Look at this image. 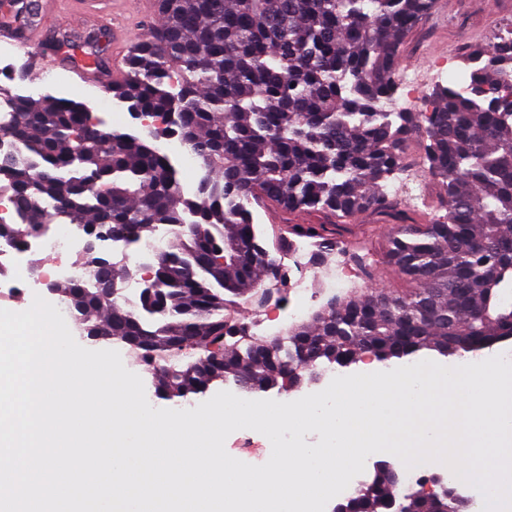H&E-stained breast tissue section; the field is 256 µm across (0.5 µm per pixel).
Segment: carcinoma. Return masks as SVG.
I'll return each instance as SVG.
<instances>
[{
    "mask_svg": "<svg viewBox=\"0 0 512 512\" xmlns=\"http://www.w3.org/2000/svg\"><path fill=\"white\" fill-rule=\"evenodd\" d=\"M436 0H161L162 21L133 47L126 77L108 88L133 111L163 120L151 136L109 131L72 99H24L0 115L32 158L0 155V190L14 195L16 240L61 218L135 244L179 226L158 255V313L145 302L101 301L97 285L120 281L90 254L86 281L60 282L79 322L155 366L156 395L181 401L217 380L251 392L299 387L322 366L381 362L423 349L461 356L512 339V38L471 52L469 81L433 93L426 112H391L406 36ZM446 214L435 219L391 202L381 183L402 167L412 135ZM176 136L201 161L193 195L154 140ZM54 209L45 208L46 201ZM317 215L274 239L297 240L329 261L328 226L372 212L392 223L386 259L415 287L325 306L282 336L254 338L224 314L236 298L260 307V277L282 282L258 241L252 206ZM188 350L199 357L185 364ZM467 512L460 501L398 493L388 474L339 504L340 512Z\"/></svg>",
    "mask_w": 512,
    "mask_h": 512,
    "instance_id": "1",
    "label": "carcinoma"
}]
</instances>
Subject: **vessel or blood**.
Listing matches in <instances>:
<instances>
[{"mask_svg":"<svg viewBox=\"0 0 512 512\" xmlns=\"http://www.w3.org/2000/svg\"><path fill=\"white\" fill-rule=\"evenodd\" d=\"M60 16L82 10L97 15L112 33L110 66L105 85L121 82L133 45L144 38V30L132 27L133 20L152 13L155 0H57ZM41 22L35 17H24L15 11L13 0H0V43L18 47L30 55L38 70L54 67L50 53L39 52L31 41L32 33Z\"/></svg>","mask_w":512,"mask_h":512,"instance_id":"vessel-or-blood-1","label":"vessel or blood"}]
</instances>
